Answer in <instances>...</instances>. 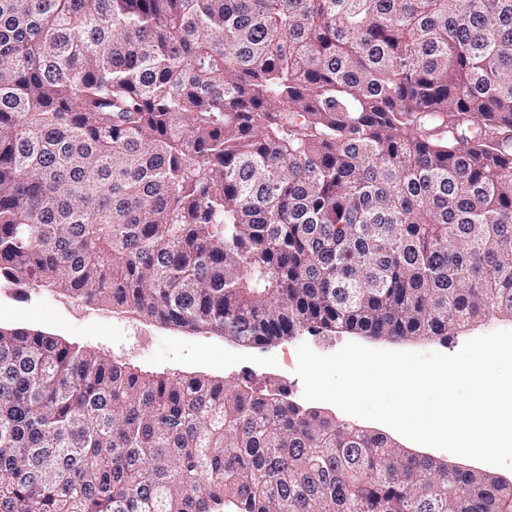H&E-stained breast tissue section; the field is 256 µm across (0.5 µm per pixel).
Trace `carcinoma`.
Masks as SVG:
<instances>
[{"label":"carcinoma","mask_w":512,"mask_h":512,"mask_svg":"<svg viewBox=\"0 0 512 512\" xmlns=\"http://www.w3.org/2000/svg\"><path fill=\"white\" fill-rule=\"evenodd\" d=\"M262 345L512 317V0H0V280ZM0 512H512L282 393L0 328Z\"/></svg>","instance_id":"carcinoma-1"}]
</instances>
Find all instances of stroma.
Listing matches in <instances>:
<instances>
[{"instance_id": "35a3bbf8", "label": "stroma", "mask_w": 512, "mask_h": 512, "mask_svg": "<svg viewBox=\"0 0 512 512\" xmlns=\"http://www.w3.org/2000/svg\"><path fill=\"white\" fill-rule=\"evenodd\" d=\"M0 327L40 331L107 354L148 375L201 376L223 382L247 379L254 387L264 389L284 373L288 376L286 394L290 400L341 420L345 414L336 406L304 400L303 383L295 373L300 344H308L322 355L333 354L352 341L374 349L453 354L471 338L512 330V319L493 318L445 340H391L331 332L312 335L303 331L265 345L242 346L211 333L165 326L108 307L81 304L50 288L4 286L0 288Z\"/></svg>"}]
</instances>
